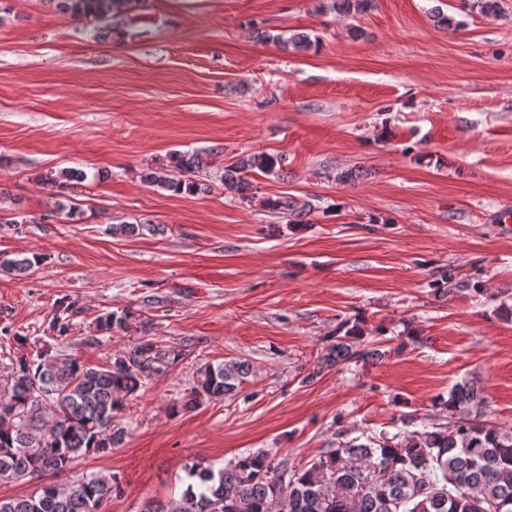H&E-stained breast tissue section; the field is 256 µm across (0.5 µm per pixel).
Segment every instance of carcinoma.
Masks as SVG:
<instances>
[{"mask_svg":"<svg viewBox=\"0 0 512 512\" xmlns=\"http://www.w3.org/2000/svg\"><path fill=\"white\" fill-rule=\"evenodd\" d=\"M56 9L72 17L99 23L93 37L112 32V21L136 8L138 0H53ZM369 0H330L319 10L339 15L364 12ZM272 40L295 49H308L304 33ZM285 158L265 153L240 157L224 167L222 182L231 194L246 198L248 176L261 172L281 175ZM207 167L200 153H174L168 168L154 170L146 181L177 194L195 195L209 185L196 178ZM84 178L71 168L47 170L40 185L61 195ZM289 212L292 223L304 224L309 203L295 199L268 202ZM36 254L0 259V271L20 277L39 263ZM442 295L482 292L479 281L451 267L438 271L434 281ZM132 315L108 314L99 332L126 331ZM363 331L345 321L336 328L335 343L318 364L368 361L381 357L374 342H362ZM186 355L185 350L143 339L130 351H119L102 365L83 361L75 351L52 355L39 351L21 356L12 372L9 395L0 399V476L13 480L38 479L73 468L90 454L119 445L123 431L114 420L150 381L167 373ZM248 361L239 358L207 363L197 376L185 403L196 408L223 399L245 382ZM448 425H425L406 412L398 432L363 434L346 439L299 467H290L266 452L242 455L221 469L202 462L187 469L194 483L177 498L156 499L145 512H512V429L484 419L486 400L474 382L463 380L440 401ZM122 492L114 475H90L73 484L42 483L28 495L2 499L0 512H100L105 501Z\"/></svg>","mask_w":512,"mask_h":512,"instance_id":"obj_1","label":"carcinoma"}]
</instances>
